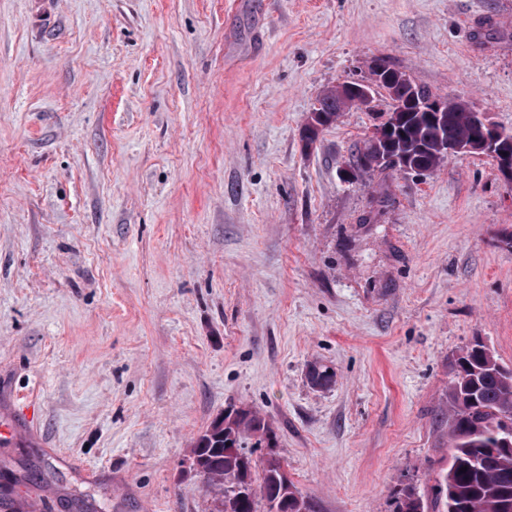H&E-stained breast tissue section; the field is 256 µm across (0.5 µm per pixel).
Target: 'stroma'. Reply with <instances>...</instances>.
<instances>
[{"instance_id":"stroma-1","label":"stroma","mask_w":512,"mask_h":512,"mask_svg":"<svg viewBox=\"0 0 512 512\" xmlns=\"http://www.w3.org/2000/svg\"><path fill=\"white\" fill-rule=\"evenodd\" d=\"M381 55L512 129V0H0V512H216L231 409L315 512L430 490L455 358L512 367V180L344 179L382 89L306 146ZM354 84L356 83H343L327 87L322 91L317 100V107L313 110L318 114V123L322 127L331 126L342 112L346 111V96Z\"/></svg>"}]
</instances>
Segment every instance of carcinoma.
Returning a JSON list of instances; mask_svg holds the SVG:
<instances>
[{"label": "carcinoma", "instance_id": "carcinoma-1", "mask_svg": "<svg viewBox=\"0 0 512 512\" xmlns=\"http://www.w3.org/2000/svg\"><path fill=\"white\" fill-rule=\"evenodd\" d=\"M397 74L398 80L384 87L390 107L405 106L411 98L417 104L393 134L392 155L407 154L416 167L434 171L448 159L439 143L462 140L472 132V107L465 100L436 95L400 70ZM350 87L343 83L322 91L314 108L321 126H331L346 111ZM436 101L442 103L443 121L434 123L424 108ZM332 378L326 366L309 367L311 382L327 385ZM448 402L453 448L448 467L437 475L429 494L413 486L400 491L394 512H512V447L502 445L505 434L499 420V415L512 413V368L497 361L489 366L474 346L464 348L456 360ZM270 435L268 422L257 411L225 415L224 434L207 429L196 439L199 447L210 449L200 477L219 497L238 485L249 486V497L233 504L231 512H313L306 498H297L300 490L283 464L268 468L238 453L248 441L254 449L262 447Z\"/></svg>", "mask_w": 512, "mask_h": 512}]
</instances>
